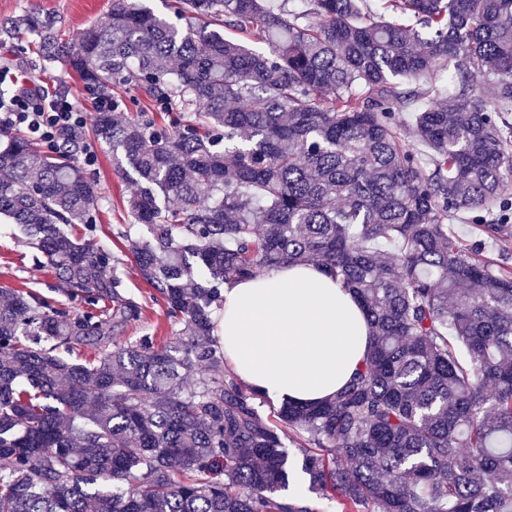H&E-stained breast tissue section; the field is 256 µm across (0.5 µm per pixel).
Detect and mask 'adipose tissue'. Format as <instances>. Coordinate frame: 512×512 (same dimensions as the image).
<instances>
[{"instance_id": "obj_1", "label": "adipose tissue", "mask_w": 512, "mask_h": 512, "mask_svg": "<svg viewBox=\"0 0 512 512\" xmlns=\"http://www.w3.org/2000/svg\"><path fill=\"white\" fill-rule=\"evenodd\" d=\"M223 297L216 334L226 362L245 387L280 404L332 397L371 344L354 294L312 265L227 283Z\"/></svg>"}]
</instances>
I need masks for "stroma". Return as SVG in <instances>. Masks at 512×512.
<instances>
[{"instance_id": "1", "label": "stroma", "mask_w": 512, "mask_h": 512, "mask_svg": "<svg viewBox=\"0 0 512 512\" xmlns=\"http://www.w3.org/2000/svg\"><path fill=\"white\" fill-rule=\"evenodd\" d=\"M111 6L112 0H0V19H13L37 8L54 18L65 37L71 38L85 26L104 20ZM4 52L11 58V70L19 82L71 96L88 117H95V98L83 90L77 75L63 63L39 62L29 41L21 39L6 46ZM84 137L96 152L93 164L86 167L100 192L99 208L93 217L96 240L116 259L112 275L118 290L142 308L139 320L115 332L113 339L129 343L150 334L158 343L173 342L177 328L167 319L160 295L141 277L133 258L136 241L147 235L144 226L131 225L126 206L138 185L132 176L115 170L111 150L93 132H85ZM0 288H26L60 304L69 301L67 287L51 268L38 262L21 227L4 219H0Z\"/></svg>"}]
</instances>
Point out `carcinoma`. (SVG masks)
<instances>
[{"instance_id":"carcinoma-1","label":"carcinoma","mask_w":512,"mask_h":512,"mask_svg":"<svg viewBox=\"0 0 512 512\" xmlns=\"http://www.w3.org/2000/svg\"><path fill=\"white\" fill-rule=\"evenodd\" d=\"M299 2L177 0L169 18L112 0L70 40L39 11L0 27L94 98L128 85L173 115L114 99L94 132L140 183L134 260L179 326L163 347L112 341L141 307L69 232L100 200L81 136L9 140L0 216L91 310L0 288V512H312L279 495L287 440L342 512H512V258L485 256L512 236V0ZM427 98L424 162L398 113ZM460 211L482 238L448 228ZM286 263L351 290L372 344L334 398L272 423L224 372L211 314L225 283Z\"/></svg>"}]
</instances>
